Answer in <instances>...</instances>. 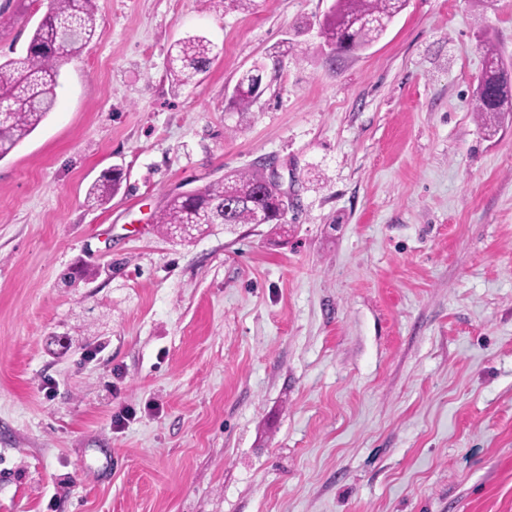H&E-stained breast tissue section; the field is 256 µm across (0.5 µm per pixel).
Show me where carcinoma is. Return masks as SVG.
<instances>
[{
	"instance_id": "obj_1",
	"label": "carcinoma",
	"mask_w": 512,
	"mask_h": 512,
	"mask_svg": "<svg viewBox=\"0 0 512 512\" xmlns=\"http://www.w3.org/2000/svg\"><path fill=\"white\" fill-rule=\"evenodd\" d=\"M96 0H51L34 30L24 56L0 61V160L23 142L53 111L59 86L61 62L80 51L98 35ZM406 0H335L323 28L333 46V62L343 54L365 50L383 30L372 24L404 8ZM214 44L194 37L176 45L169 72L179 86L192 83L209 71L216 54ZM487 65L482 86L477 88V111L488 117L512 114V69L496 50L486 47ZM258 72L243 73L231 104L238 111L254 100ZM121 172L105 174L88 190L93 205L106 204L118 191ZM260 171H235L218 182L191 193H177L167 200L156 223L183 239L203 233L211 224H250L257 207L280 210L274 186Z\"/></svg>"
}]
</instances>
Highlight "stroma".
Segmentation results:
<instances>
[{"instance_id":"stroma-1","label":"stroma","mask_w":512,"mask_h":512,"mask_svg":"<svg viewBox=\"0 0 512 512\" xmlns=\"http://www.w3.org/2000/svg\"><path fill=\"white\" fill-rule=\"evenodd\" d=\"M331 5L96 0L0 160V512H512V115L488 135L475 96L512 0H407L332 64ZM46 6L0 0L1 61ZM194 36L216 59L175 85ZM265 160L287 236L156 224ZM214 44L204 37H194L176 45L170 58L169 72L178 86L191 84L195 77L209 71L216 54ZM255 71V72H253ZM258 72L256 70L246 71L237 81L236 95L231 100V104L238 111L243 112L248 109L254 100L253 88L258 81ZM121 172L112 170V174H105L88 190L87 200L92 205L106 204L118 191L121 182Z\"/></svg>"}]
</instances>
